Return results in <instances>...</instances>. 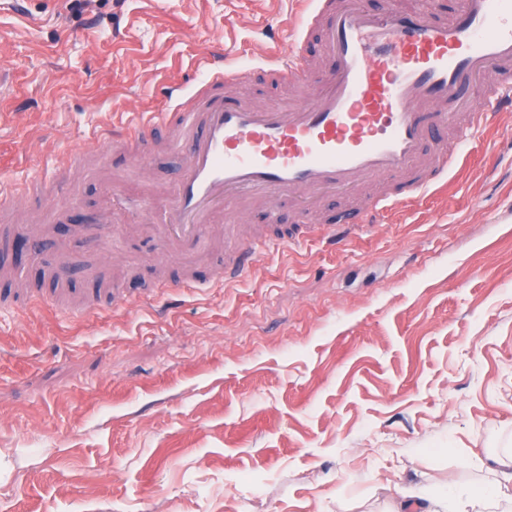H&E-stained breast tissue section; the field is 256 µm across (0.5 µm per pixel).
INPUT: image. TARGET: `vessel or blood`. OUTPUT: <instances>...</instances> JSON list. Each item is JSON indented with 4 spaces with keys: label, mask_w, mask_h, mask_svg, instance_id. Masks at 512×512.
<instances>
[{
    "label": "vessel or blood",
    "mask_w": 512,
    "mask_h": 512,
    "mask_svg": "<svg viewBox=\"0 0 512 512\" xmlns=\"http://www.w3.org/2000/svg\"><path fill=\"white\" fill-rule=\"evenodd\" d=\"M296 5L301 29L288 52L266 55L261 66L292 81L288 106L257 108L225 97V84L240 73L214 57L197 88L175 91L172 111L113 127V145H138L142 156L165 129L169 152L185 158L170 195L144 204L162 249L199 252L205 227H234L244 201L262 203L269 218L286 207L302 213L321 207L325 192L350 195L368 179L386 192L351 208L343 225L375 223L379 213L423 196L461 159L469 139L512 112V0H462L444 17L435 15L433 0L411 10L374 11L357 0ZM314 31L328 63L320 75L306 55ZM490 72L496 81L478 87ZM105 193L97 231L108 237L126 192L115 183ZM307 240L298 232L228 243L225 283L244 278L266 249Z\"/></svg>",
    "instance_id": "vessel-or-blood-1"
}]
</instances>
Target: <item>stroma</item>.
Instances as JSON below:
<instances>
[{
	"label": "stroma",
	"instance_id": "stroma-1",
	"mask_svg": "<svg viewBox=\"0 0 512 512\" xmlns=\"http://www.w3.org/2000/svg\"><path fill=\"white\" fill-rule=\"evenodd\" d=\"M293 0H0V187L54 177L45 208L0 212V512H394L419 492L494 485L512 451V115L423 198L336 245L269 249L217 281L224 227L192 265L163 255L145 200L181 160L162 136L121 225L92 223L128 153L62 167L86 132L168 112L203 54L258 73ZM64 259L67 275L52 287ZM199 280L174 290L180 272Z\"/></svg>",
	"mask_w": 512,
	"mask_h": 512
}]
</instances>
